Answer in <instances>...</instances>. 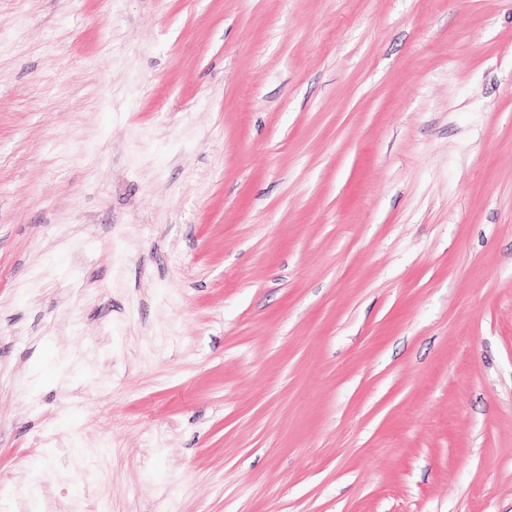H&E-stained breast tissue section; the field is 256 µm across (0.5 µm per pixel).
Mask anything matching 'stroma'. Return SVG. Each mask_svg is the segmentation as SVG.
<instances>
[{
  "mask_svg": "<svg viewBox=\"0 0 512 512\" xmlns=\"http://www.w3.org/2000/svg\"><path fill=\"white\" fill-rule=\"evenodd\" d=\"M6 512H512V0H0Z\"/></svg>",
  "mask_w": 512,
  "mask_h": 512,
  "instance_id": "1",
  "label": "stroma"
}]
</instances>
